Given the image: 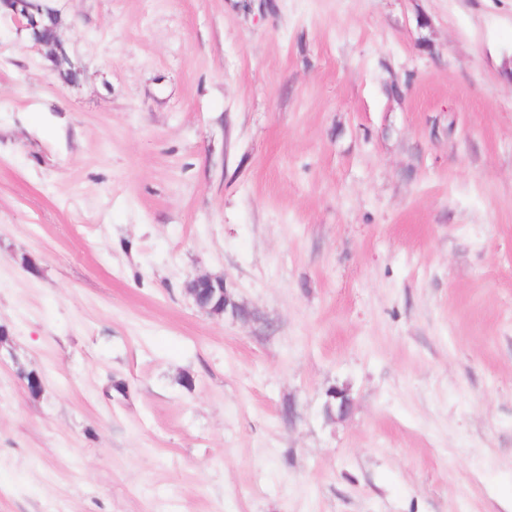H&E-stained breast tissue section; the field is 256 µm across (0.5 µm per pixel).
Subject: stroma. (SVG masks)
Masks as SVG:
<instances>
[{
    "instance_id": "1",
    "label": "stroma",
    "mask_w": 512,
    "mask_h": 512,
    "mask_svg": "<svg viewBox=\"0 0 512 512\" xmlns=\"http://www.w3.org/2000/svg\"><path fill=\"white\" fill-rule=\"evenodd\" d=\"M57 6L74 83L0 14V512H512V0ZM214 282L221 284L222 282L224 283V280L222 278H213L207 275L198 276L189 284L187 291L193 297L197 307L206 313L217 316H226V314L238 316L239 305L233 300L225 284L224 290L221 291L223 297V308L221 307V309L217 311L215 306H209V287H211Z\"/></svg>"
}]
</instances>
